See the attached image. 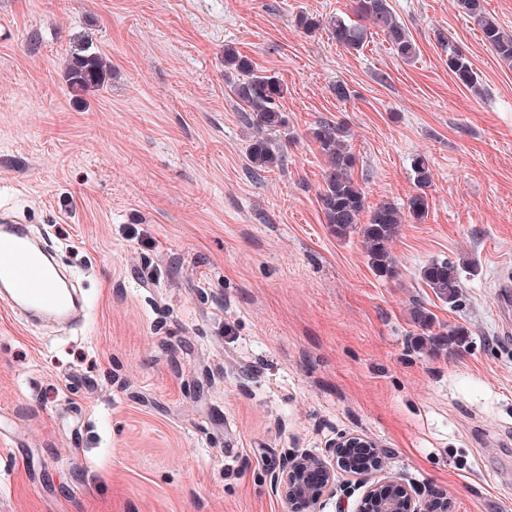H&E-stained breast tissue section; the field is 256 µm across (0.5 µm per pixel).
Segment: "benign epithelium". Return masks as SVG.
<instances>
[{"instance_id":"benign-epithelium-1","label":"benign epithelium","mask_w":512,"mask_h":512,"mask_svg":"<svg viewBox=\"0 0 512 512\" xmlns=\"http://www.w3.org/2000/svg\"><path fill=\"white\" fill-rule=\"evenodd\" d=\"M359 448H368L377 457L384 453L376 441L354 432L340 434L323 456L287 452L270 475L272 490L288 512H316L323 499L339 490L345 498L361 491L358 512H450L448 502L427 489L378 475L380 461L366 468L353 466L351 456Z\"/></svg>"}]
</instances>
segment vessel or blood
Returning a JSON list of instances; mask_svg holds the SVG:
<instances>
[{"mask_svg": "<svg viewBox=\"0 0 512 512\" xmlns=\"http://www.w3.org/2000/svg\"><path fill=\"white\" fill-rule=\"evenodd\" d=\"M0 308L30 321L85 320L87 307L57 263L50 240L32 237L15 215L0 218Z\"/></svg>", "mask_w": 512, "mask_h": 512, "instance_id": "obj_1", "label": "vessel or blood"}]
</instances>
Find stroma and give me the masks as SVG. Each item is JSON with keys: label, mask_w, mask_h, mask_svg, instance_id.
Masks as SVG:
<instances>
[{"label": "stroma", "mask_w": 512, "mask_h": 512, "mask_svg": "<svg viewBox=\"0 0 512 512\" xmlns=\"http://www.w3.org/2000/svg\"><path fill=\"white\" fill-rule=\"evenodd\" d=\"M390 5L413 61L380 33L356 53L294 27L354 0H0V208L49 235L89 308L80 330L0 313V512H287L269 482L284 453L352 431L452 512H512V306L495 291L512 67L454 0ZM437 29L481 93L455 82ZM228 45L288 87L283 162L258 177ZM84 49L112 74L77 98L63 70ZM324 118L348 129L368 208L405 203L413 158L430 159L395 279L324 222ZM436 258L463 264L461 307L422 282ZM418 304L468 346L414 351Z\"/></svg>", "instance_id": "35a3bbf8"}]
</instances>
